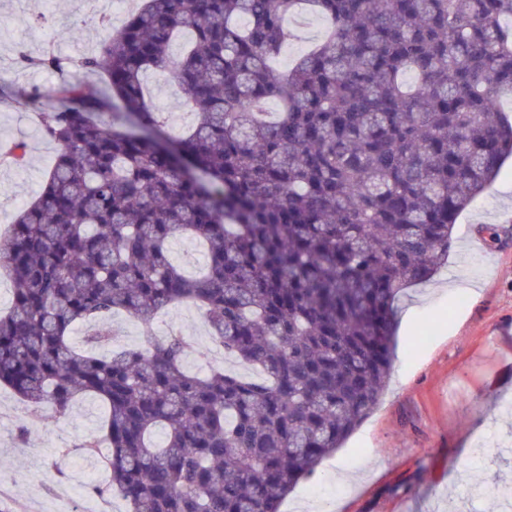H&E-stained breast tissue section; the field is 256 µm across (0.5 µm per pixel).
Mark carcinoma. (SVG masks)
I'll use <instances>...</instances> for the list:
<instances>
[{
    "label": "carcinoma",
    "mask_w": 512,
    "mask_h": 512,
    "mask_svg": "<svg viewBox=\"0 0 512 512\" xmlns=\"http://www.w3.org/2000/svg\"><path fill=\"white\" fill-rule=\"evenodd\" d=\"M302 3L326 38L276 74ZM100 26L76 61L18 55L107 93L65 80L40 111L59 151L0 239V385L61 413L102 401L100 432L75 450L106 445L91 492L129 512H280L377 405L399 293L438 271L512 157V0H144ZM150 70L184 94L186 134L149 107ZM24 155L0 148V165ZM178 236L205 248L196 275L170 258ZM183 303L255 376L185 369L182 334L153 333ZM117 312L144 344L100 354Z\"/></svg>",
    "instance_id": "1"
}]
</instances>
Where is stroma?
Instances as JSON below:
<instances>
[{"instance_id":"1","label":"stroma","mask_w":512,"mask_h":512,"mask_svg":"<svg viewBox=\"0 0 512 512\" xmlns=\"http://www.w3.org/2000/svg\"><path fill=\"white\" fill-rule=\"evenodd\" d=\"M98 22L92 0H0V145L27 149L23 166H0L2 226L37 197L57 153L35 113L6 100L34 90L53 105L60 77L17 67V52L93 53ZM456 234L437 275L398 296L391 370L375 409L280 512H498L491 488L512 483V160L462 213ZM188 311L165 309L155 327L181 332L192 350L186 368L199 372L210 351ZM104 417L93 398L62 415L33 413L1 386L0 512H56L68 494L79 512H97L90 487L101 464L66 447Z\"/></svg>"}]
</instances>
